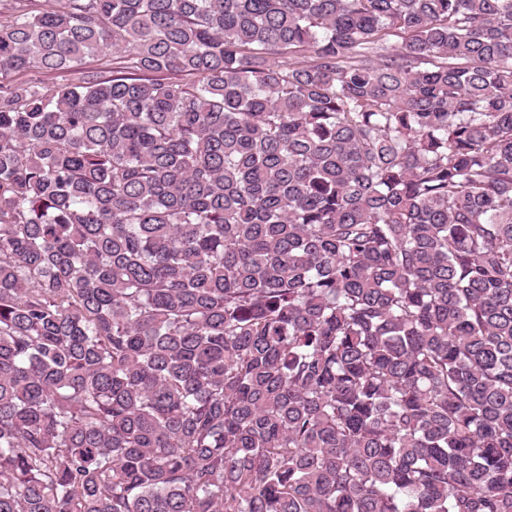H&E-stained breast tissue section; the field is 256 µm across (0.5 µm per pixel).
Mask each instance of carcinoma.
<instances>
[{
  "mask_svg": "<svg viewBox=\"0 0 512 512\" xmlns=\"http://www.w3.org/2000/svg\"><path fill=\"white\" fill-rule=\"evenodd\" d=\"M0 512H512V0H0ZM95 62L86 60L85 63L74 66L66 71L46 73L39 69H33L26 73L25 78L31 81L41 82L46 88L52 89L55 86L67 83H78L96 73Z\"/></svg>",
  "mask_w": 512,
  "mask_h": 512,
  "instance_id": "cac0c4a2",
  "label": "carcinoma"
}]
</instances>
